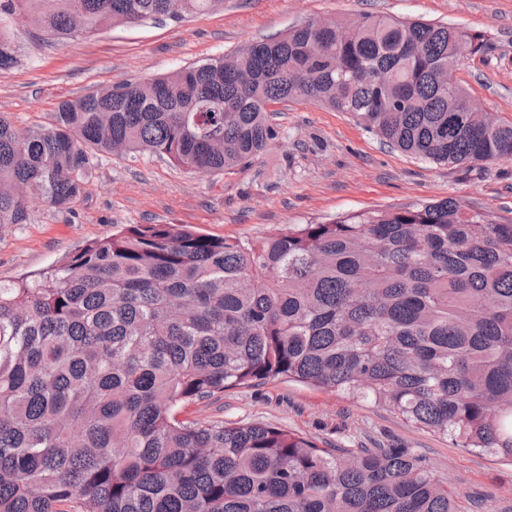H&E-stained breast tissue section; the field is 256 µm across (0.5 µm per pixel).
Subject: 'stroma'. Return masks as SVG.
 Listing matches in <instances>:
<instances>
[{"mask_svg": "<svg viewBox=\"0 0 512 512\" xmlns=\"http://www.w3.org/2000/svg\"><path fill=\"white\" fill-rule=\"evenodd\" d=\"M363 13L486 32L487 52L461 60L451 78L512 122V0H224L178 24L111 27L64 44L45 42L28 21L14 20L20 63L0 74V112L22 130L46 127L61 101L167 75L311 19ZM275 124L269 149L231 175L194 174L149 153L99 154L72 210L35 197L28 223L0 225V283L57 266L129 224H192L209 235L255 240L287 225L449 197L512 222L510 160L472 173L418 160L382 146L350 115L311 102L280 105ZM179 416L272 423L326 448H412L447 477L461 512H512L511 464L453 447L388 409L285 377L225 390L186 405Z\"/></svg>", "mask_w": 512, "mask_h": 512, "instance_id": "obj_1", "label": "stroma"}]
</instances>
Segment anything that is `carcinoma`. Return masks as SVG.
<instances>
[{
  "label": "carcinoma",
  "instance_id": "carcinoma-1",
  "mask_svg": "<svg viewBox=\"0 0 512 512\" xmlns=\"http://www.w3.org/2000/svg\"><path fill=\"white\" fill-rule=\"evenodd\" d=\"M223 0H0L45 36L206 13ZM488 50L448 24L314 20L230 55L0 114V224L69 210L100 153L233 173L278 137L270 106L345 112L384 145L466 170L512 160V123L443 75ZM285 376L512 464V223L449 197L256 241L131 225L0 285V512H459L411 448H322L275 424L178 410Z\"/></svg>",
  "mask_w": 512,
  "mask_h": 512
}]
</instances>
